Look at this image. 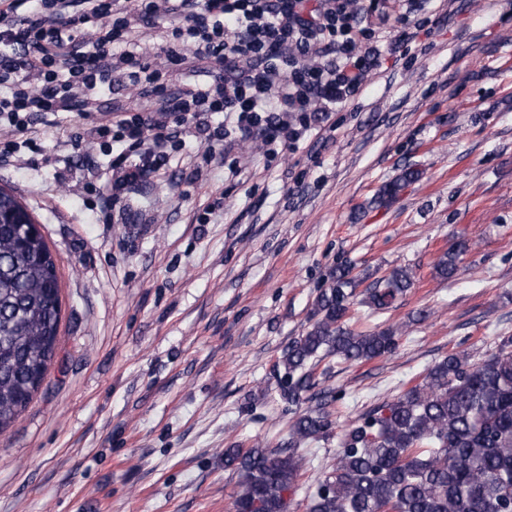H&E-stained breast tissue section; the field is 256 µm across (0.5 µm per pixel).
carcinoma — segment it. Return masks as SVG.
Segmentation results:
<instances>
[{
  "label": "carcinoma",
  "mask_w": 512,
  "mask_h": 512,
  "mask_svg": "<svg viewBox=\"0 0 512 512\" xmlns=\"http://www.w3.org/2000/svg\"><path fill=\"white\" fill-rule=\"evenodd\" d=\"M419 178L406 169L385 185L397 196ZM25 209L0 187V213ZM0 222V431L10 427L43 384L56 355L61 287L45 237L36 223ZM469 249L460 238L439 257L435 273L446 280ZM413 272L394 267L366 288L373 311L388 309L413 285ZM359 281L350 269L332 273L314 302L306 333L282 353L281 399L292 414L285 448L224 449V469L238 477L235 512H286L306 461L298 448L330 434L325 403L302 410L315 388L306 367L321 356L370 361L399 345L393 327L358 332L347 325ZM309 512H512V337L497 353L474 362L452 352L422 382L360 414L343 432L336 461L310 497Z\"/></svg>",
  "instance_id": "1"
}]
</instances>
